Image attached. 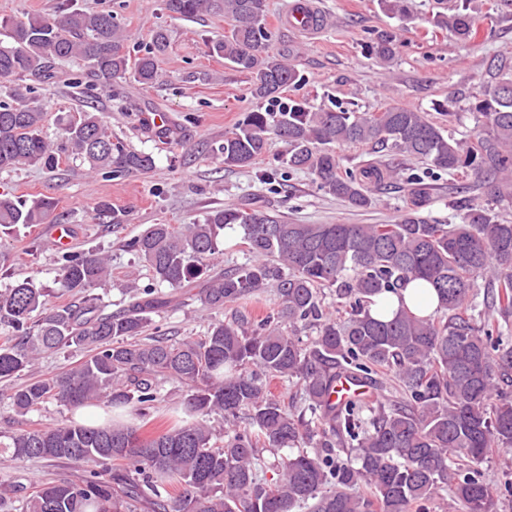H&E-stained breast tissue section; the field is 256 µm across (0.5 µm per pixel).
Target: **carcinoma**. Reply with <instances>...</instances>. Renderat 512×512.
Instances as JSON below:
<instances>
[{
    "instance_id": "obj_1",
    "label": "carcinoma",
    "mask_w": 512,
    "mask_h": 512,
    "mask_svg": "<svg viewBox=\"0 0 512 512\" xmlns=\"http://www.w3.org/2000/svg\"><path fill=\"white\" fill-rule=\"evenodd\" d=\"M164 8L195 18L215 8L232 22L230 35L209 46L250 78L253 99L269 108L245 113L211 146L224 165L246 166L261 157L271 137L288 146L280 163L315 175L320 188L354 209H369L378 187L399 177L390 163L344 168L334 146L379 144L419 159L450 176H471L461 193L492 202L512 199V53L486 66L468 111L482 121L472 138L447 134L432 115L411 107L359 112L336 103L314 109L281 100L302 76L285 53L268 50L267 0H164ZM470 0L433 25L454 42L476 35ZM0 28V79L52 78L54 61L78 59L104 86L132 73L151 87L160 78L166 32L131 55L125 31L110 12L71 10L7 17ZM380 61L395 54V36L369 46ZM0 100V171L20 165L51 169L56 149L44 132L47 101L19 84ZM66 143L90 168L114 179L147 173L151 155L112 139L95 110L65 119ZM409 206L393 224H290L261 210L227 206L177 230L153 224L126 243L154 280L174 290L195 288L191 299L222 310L276 286V314L257 323L238 318L213 323L203 336L146 335L151 313L172 304L153 287L106 313L97 286L109 273L96 251L61 255L57 287L31 280L0 291V380L10 382L40 356L69 348L82 361L55 376L12 387L9 406L26 415L57 401L70 410L95 406L97 424L63 422L47 429L0 434V459H34L82 469L46 483L3 481L4 512H429L440 492L452 489L461 512H495L493 491L479 465L493 447H512V343L499 320L473 314L478 280L490 306L512 316V223L490 205L463 203L456 224L424 214L429 184L407 181ZM55 202L0 195V233L51 221ZM95 218L120 224L123 214L101 201ZM237 229L251 260L218 271L224 230ZM435 289L436 309L419 315L403 306L389 320L370 315L375 298L400 295L412 281ZM335 293L344 316L327 313L322 291ZM79 296L73 303L58 298ZM311 325L305 343L298 328ZM390 370L404 400L373 403L366 393L332 401L340 379L378 387ZM296 379L303 405L292 410L271 397L266 378ZM175 380L187 394L175 419L145 435L134 424L158 418L162 382ZM218 416L230 429L212 425ZM270 453L277 478L262 476Z\"/></svg>"
}]
</instances>
